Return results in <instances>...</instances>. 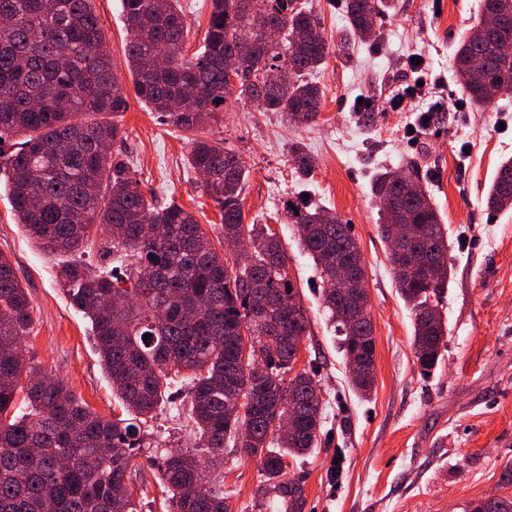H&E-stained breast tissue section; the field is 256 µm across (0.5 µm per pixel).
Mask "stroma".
Returning <instances> with one entry per match:
<instances>
[{"label":"stroma","mask_w":512,"mask_h":512,"mask_svg":"<svg viewBox=\"0 0 512 512\" xmlns=\"http://www.w3.org/2000/svg\"><path fill=\"white\" fill-rule=\"evenodd\" d=\"M95 7L128 91L127 109L117 118L120 149L141 189L192 211L223 248L221 212L188 164L192 137L223 141L248 171L245 223L269 225L288 256V275L307 317L297 368L312 374L323 392L316 448L305 460L287 462V480L302 490V512H468L475 501L511 497L504 471L512 468V210L489 212L484 198L499 165L512 158V94L485 109L457 108L464 92L453 64L479 0H391L375 37L352 42L314 73L322 105L312 124L293 125L280 113L232 99L195 135L151 112L133 92L122 65L129 34L121 0H95ZM416 58L446 97L431 112L427 136L411 146L409 129L430 111V99L367 119L356 99L382 100L412 83ZM296 147L314 160L308 178L293 170ZM382 166L419 175L448 228L447 346L427 375L416 362L411 314L378 232L371 182ZM302 197L350 224L364 257L376 340L375 384L365 398L351 386L348 364L321 313L316 268L286 216L287 202ZM0 253L12 260L34 309L26 358L99 416L118 415L91 323L70 304L57 278L58 257L41 251L19 224L3 182ZM188 405L184 383L172 384L141 428L143 444L132 461L137 512H166L153 462L162 449L194 447ZM261 482L259 458L225 454L224 494L234 512H266Z\"/></svg>","instance_id":"35a3bbf8"}]
</instances>
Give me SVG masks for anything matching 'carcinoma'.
<instances>
[{"label": "carcinoma", "instance_id": "1", "mask_svg": "<svg viewBox=\"0 0 512 512\" xmlns=\"http://www.w3.org/2000/svg\"><path fill=\"white\" fill-rule=\"evenodd\" d=\"M211 0L201 51L182 55L188 30L178 0H122L130 38L125 62L134 90L153 112L184 131H195L224 111L231 96L251 101L262 89L253 70L276 68L286 86L266 93L265 109L296 124L314 122L321 91L306 75L333 52L316 15L297 0ZM389 0H345L347 28L364 40ZM479 19L458 42L454 62L469 102L490 106L512 93V21L494 34L488 22L512 16V0H481ZM262 15L284 32L268 44L254 24ZM256 52L238 62L239 86L224 79L237 47ZM104 33L93 0H0V139L17 136L5 161L11 204L39 248L53 255L78 252L95 224L110 230L103 256L127 260L126 277L93 272L82 262H60L57 276L74 307L91 321L95 345L112 390L128 417L106 420L78 401L60 380L25 361L22 343L32 322L30 297L12 262L0 253V512H135L125 483L140 450L139 424L160 405L170 373L188 385L190 418L198 445L161 452L160 472L168 512H231L224 497V448L262 460L261 498L279 501L285 457L316 446L322 404L308 372L286 380L293 357L288 332L303 337L307 319L296 303L288 257L265 224L244 223L241 194L247 170L241 156L220 141L195 139L190 165L206 174L205 191L217 203L223 235L247 237L249 250L233 259L219 254L194 215L176 202L143 193L126 162L110 146L122 141L117 123L97 116L127 108L116 64L99 47ZM295 172L314 166L292 151ZM372 194L380 205L379 234L412 237L404 275L396 288L413 316V348L423 372L435 368L445 347L442 315L431 317L448 287V229L420 180L409 189L399 171L376 173ZM492 212L512 209V159L504 161L485 197ZM303 251L316 265L321 299L345 356L361 348L374 366L370 321L355 319L336 304V262L365 272L350 225L305 201L288 202ZM153 225L150 237L143 225ZM249 335H243V331ZM150 335L144 339V335ZM259 352L264 371L245 373L244 351ZM243 408V413L232 410ZM22 410L16 416L13 411ZM297 429L271 448L268 436L280 421Z\"/></svg>", "mask_w": 512, "mask_h": 512}]
</instances>
